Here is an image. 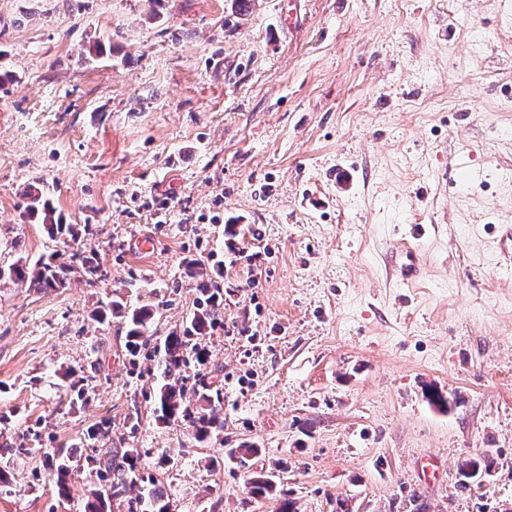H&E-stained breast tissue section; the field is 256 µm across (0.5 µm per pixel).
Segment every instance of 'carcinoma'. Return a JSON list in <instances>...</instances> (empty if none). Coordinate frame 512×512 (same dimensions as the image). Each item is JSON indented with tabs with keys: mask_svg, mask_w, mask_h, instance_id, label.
Segmentation results:
<instances>
[{
	"mask_svg": "<svg viewBox=\"0 0 512 512\" xmlns=\"http://www.w3.org/2000/svg\"><path fill=\"white\" fill-rule=\"evenodd\" d=\"M25 195L28 205L24 217L38 220L55 241L67 246L78 242L77 225L66 223L38 187L28 186ZM78 267L89 276L91 284L101 277V264L94 250H79L67 258L56 250L33 264L20 258L6 267L0 266V283H22L35 289L63 288ZM183 267L184 277L196 283L197 298L196 309L182 330L153 338L149 332L156 310L146 305L129 308L120 298L94 310L93 319L100 324L114 316L124 320L130 361H135L144 350L157 358L153 394L147 397L152 414L158 421L188 422L194 439L201 444L224 433V418L217 412L224 397L221 389L205 381L209 352L202 345L208 330L224 315V291L219 282L224 271L218 269L212 276L204 272L202 264L195 259L184 261ZM189 392L195 397V403L188 405L184 399ZM140 459L141 451L136 447L108 448L99 453L93 463L104 491L93 494L84 512H108L111 501L125 497L128 489L136 485ZM80 463L81 458L72 453H59L54 464L59 494L66 493V479L79 469ZM251 484L253 494L263 496L275 489L274 475L259 473ZM141 504L145 506L143 512H170L165 490L154 480L142 487L136 502L138 506Z\"/></svg>",
	"mask_w": 512,
	"mask_h": 512,
	"instance_id": "carcinoma-1",
	"label": "carcinoma"
}]
</instances>
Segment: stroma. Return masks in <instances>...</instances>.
<instances>
[{"label": "stroma", "mask_w": 512, "mask_h": 512, "mask_svg": "<svg viewBox=\"0 0 512 512\" xmlns=\"http://www.w3.org/2000/svg\"><path fill=\"white\" fill-rule=\"evenodd\" d=\"M503 27L512 0H0V266L59 248L23 217L32 184L103 271L0 287V512H82L101 484L79 439L105 420L171 512H512V44L469 50ZM187 258L224 271L204 338L220 444L156 421L153 361L91 318L119 295L159 305L152 334L180 328ZM71 447L62 497L46 457ZM262 471L279 492L252 494ZM397 254V272L402 283L412 285L418 282L423 275V266L417 251L408 242H402L398 246Z\"/></svg>", "instance_id": "1"}]
</instances>
